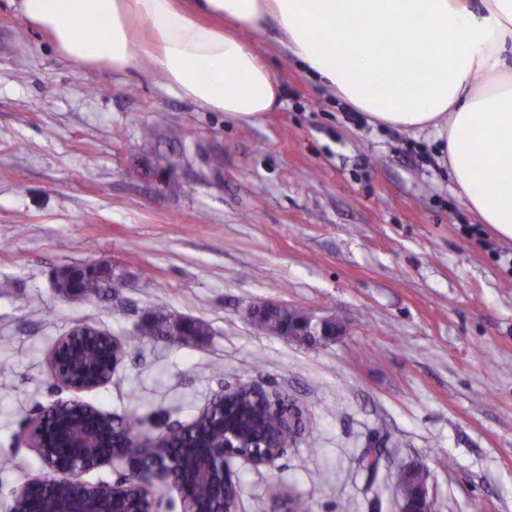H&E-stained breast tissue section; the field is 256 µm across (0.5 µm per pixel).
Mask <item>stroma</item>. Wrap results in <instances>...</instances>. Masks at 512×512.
I'll return each mask as SVG.
<instances>
[{
    "label": "stroma",
    "instance_id": "stroma-1",
    "mask_svg": "<svg viewBox=\"0 0 512 512\" xmlns=\"http://www.w3.org/2000/svg\"><path fill=\"white\" fill-rule=\"evenodd\" d=\"M26 39H19V29ZM254 42L283 88L253 122L208 112L149 65L85 69L0 0V512L44 475L25 420L69 399L48 354L79 323L126 340L103 412L155 437L221 386L256 382L303 412L272 465L233 460L239 512H396L390 473H427L437 512H512V243L478 222L428 137L363 122L307 76L274 26ZM153 127L182 166L162 179L139 148ZM221 156V169L210 160ZM100 263L122 280L58 294L54 271ZM276 303L342 321L306 346L248 320ZM206 324L176 344L150 313ZM383 447L375 480L361 462Z\"/></svg>",
    "mask_w": 512,
    "mask_h": 512
}]
</instances>
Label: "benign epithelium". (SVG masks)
Here are the masks:
<instances>
[{
    "label": "benign epithelium",
    "mask_w": 512,
    "mask_h": 512,
    "mask_svg": "<svg viewBox=\"0 0 512 512\" xmlns=\"http://www.w3.org/2000/svg\"><path fill=\"white\" fill-rule=\"evenodd\" d=\"M88 330L90 326L85 324L74 326L57 341L50 354L52 378L58 386L71 391L73 397L42 408L26 431L28 447L36 450L45 468L54 474V484H77L85 488V492L78 495L59 496L57 512H160L163 495L170 488L179 495L182 512H238L239 497H224V487L237 484L230 462L242 459L254 467L271 465L293 447L298 438L300 410L288 402V397L255 383L226 385L213 395L202 411L206 412L215 403L247 390L264 400L271 411L279 415L282 428L258 448L251 446L238 429L226 428L224 440L198 449L206 459V464L201 467L176 466L159 461L150 467L145 466V457L162 447L167 438L182 433L188 425L175 421L163 435L154 438L142 437L134 431L125 439L123 447L115 448L112 446V433L106 427L60 413V407L67 403L74 406L78 414L102 415L97 407L79 397L80 393L100 388L111 380L108 376L88 383L85 381L86 370L78 366L74 343ZM343 331V326L330 318L315 320L300 313L288 320L290 336H340ZM115 459L128 464V473L123 479L112 483H92L83 479L87 472ZM47 486L49 483L45 477H34L15 491L13 502L26 499ZM421 503L424 504V512H434L433 498L424 488L417 492L416 500H401L397 512H416L415 507Z\"/></svg>",
    "instance_id": "1"
}]
</instances>
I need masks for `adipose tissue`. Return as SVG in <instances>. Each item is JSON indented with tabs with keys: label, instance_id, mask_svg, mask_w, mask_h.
I'll use <instances>...</instances> for the list:
<instances>
[{
	"label": "adipose tissue",
	"instance_id": "adipose-tissue-1",
	"mask_svg": "<svg viewBox=\"0 0 512 512\" xmlns=\"http://www.w3.org/2000/svg\"><path fill=\"white\" fill-rule=\"evenodd\" d=\"M19 10L75 66L146 63L179 96L246 122L282 103L250 41L274 23L341 103L432 138L468 209L512 241V0H20Z\"/></svg>",
	"mask_w": 512,
	"mask_h": 512
}]
</instances>
